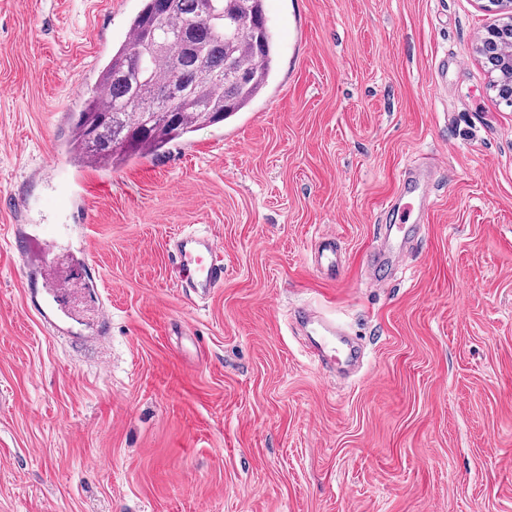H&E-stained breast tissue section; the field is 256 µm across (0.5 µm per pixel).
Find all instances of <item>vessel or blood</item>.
I'll return each instance as SVG.
<instances>
[{
	"label": "vessel or blood",
	"mask_w": 512,
	"mask_h": 512,
	"mask_svg": "<svg viewBox=\"0 0 512 512\" xmlns=\"http://www.w3.org/2000/svg\"><path fill=\"white\" fill-rule=\"evenodd\" d=\"M431 167H417L405 173L400 189L391 208L397 223L399 235L395 249L384 254L383 262L391 264L407 250V232L411 225L422 223L430 204ZM314 265L319 272L336 274L341 271L343 262L332 242H322L314 252ZM175 269L186 287L202 296L211 294L224 282V265L218 257V248L213 239L189 233L179 237L175 254ZM297 324L302 329L311 330L313 339L308 348L309 358L321 365L343 361L344 365L355 369L360 367L362 354L359 344L346 335L334 321L322 317L312 309L304 310Z\"/></svg>",
	"instance_id": "vessel-or-blood-1"
}]
</instances>
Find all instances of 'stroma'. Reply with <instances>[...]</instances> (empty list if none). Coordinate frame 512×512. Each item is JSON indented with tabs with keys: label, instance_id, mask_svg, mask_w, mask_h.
<instances>
[{
	"label": "stroma",
	"instance_id": "35a3bbf8",
	"mask_svg": "<svg viewBox=\"0 0 512 512\" xmlns=\"http://www.w3.org/2000/svg\"><path fill=\"white\" fill-rule=\"evenodd\" d=\"M142 0H0V512H512V106L479 0H264L266 92L163 153L76 166ZM433 209L367 275L409 167ZM219 244L180 288L172 244ZM47 234L19 260L15 239ZM334 235L336 278L311 264ZM66 284L65 334L33 310ZM365 354L339 380L293 326ZM175 269L181 284L201 296L210 295L224 283V264L214 240L207 235L189 233L178 238ZM296 324L308 331L311 327L313 340L308 348V356L322 366L335 363L336 357L349 368H359L362 354L359 344L335 322L322 317L312 309H304ZM342 354L343 361L338 357Z\"/></svg>",
	"mask_w": 512,
	"mask_h": 512
}]
</instances>
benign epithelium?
Listing matches in <instances>:
<instances>
[{
  "label": "benign epithelium",
  "mask_w": 512,
  "mask_h": 512,
  "mask_svg": "<svg viewBox=\"0 0 512 512\" xmlns=\"http://www.w3.org/2000/svg\"><path fill=\"white\" fill-rule=\"evenodd\" d=\"M483 8L500 16L481 37L479 53L490 72L497 74L493 88L512 98V0H485Z\"/></svg>",
  "instance_id": "7a95c632"
}]
</instances>
